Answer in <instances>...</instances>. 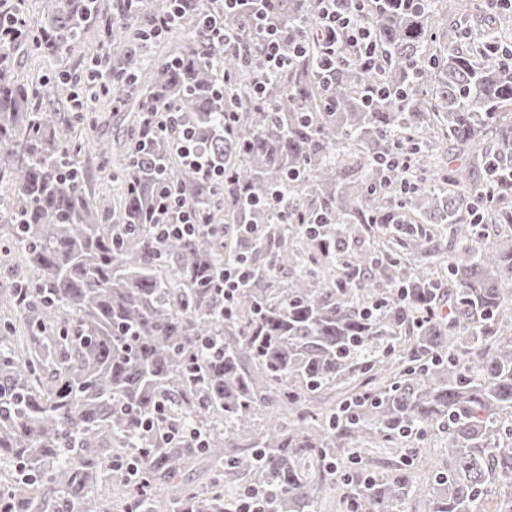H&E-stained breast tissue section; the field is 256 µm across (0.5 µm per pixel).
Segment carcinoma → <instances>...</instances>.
<instances>
[{"label":"carcinoma","instance_id":"obj_1","mask_svg":"<svg viewBox=\"0 0 512 512\" xmlns=\"http://www.w3.org/2000/svg\"><path fill=\"white\" fill-rule=\"evenodd\" d=\"M187 2L175 23L186 39L165 63L148 64L141 46L166 0L133 12L117 0H56L40 28L57 53L90 24L127 46L115 97L140 113L173 107L222 184L139 122L110 209L62 166L79 113L35 103L34 86L0 63V183L14 188L0 223L28 267L3 302L15 321L0 320V459L18 484L0 490V512H109L96 492L105 470L126 512H154L164 486L193 512H234L230 489L271 512H319L336 489L346 512H398L410 495L425 512H477L497 491L494 512H512V238L479 232L512 227V5L482 0L488 27L475 37L469 3L450 25L432 0H371L363 20L380 67L344 66L329 83L321 44L304 35L316 0H245L224 16L234 38L222 46L198 27L211 0ZM255 15L289 57L259 99ZM379 84L388 94L367 97ZM55 93L83 97L69 76ZM449 140L482 179L448 164ZM399 148L436 186L385 168ZM161 168L210 229L157 240L149 213ZM276 191L283 218L268 204ZM445 229L465 254L444 280L433 257ZM287 263L281 283L275 270ZM240 265L246 279L226 314L213 279ZM356 379L351 401L322 406L326 389ZM161 406L149 435L142 424ZM215 416L203 448L161 435ZM436 431L448 464L425 487L410 468L378 476L366 468L378 459L359 456L369 446L405 458ZM206 453L224 456L208 491L175 484ZM350 454L360 468L338 481L334 463ZM128 456L135 480L118 469Z\"/></svg>","mask_w":512,"mask_h":512}]
</instances>
